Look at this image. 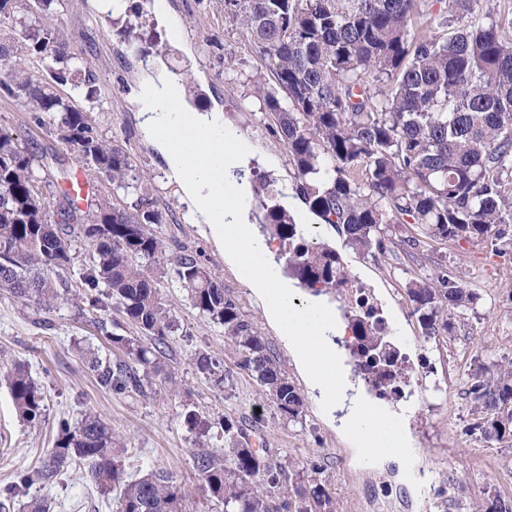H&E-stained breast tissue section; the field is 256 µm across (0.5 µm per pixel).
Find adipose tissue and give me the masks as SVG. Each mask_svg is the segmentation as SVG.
Listing matches in <instances>:
<instances>
[{"label":"adipose tissue","instance_id":"obj_1","mask_svg":"<svg viewBox=\"0 0 512 512\" xmlns=\"http://www.w3.org/2000/svg\"><path fill=\"white\" fill-rule=\"evenodd\" d=\"M142 128L163 153L173 181L192 216L201 217L228 261L244 270L249 288L268 304V315L292 343L295 359L339 425L357 437L363 424L365 395L349 396V372L337 340L347 326L326 296L301 293L290 280L270 279L246 269L250 251H269L256 233L244 203L248 182H239L234 196L224 194L226 177L246 167L249 157L236 150V131L222 112L192 110L184 99L183 79L162 74L144 83L136 94Z\"/></svg>","mask_w":512,"mask_h":512}]
</instances>
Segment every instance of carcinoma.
<instances>
[{
  "label": "carcinoma",
  "mask_w": 512,
  "mask_h": 512,
  "mask_svg": "<svg viewBox=\"0 0 512 512\" xmlns=\"http://www.w3.org/2000/svg\"><path fill=\"white\" fill-rule=\"evenodd\" d=\"M480 0H449L437 20L418 0H224L275 86H258L262 101L288 148L297 193L324 224H340L347 244L362 254H384L389 245H444L487 241L512 249V17L486 16L460 23ZM21 0H0V92L16 99L34 123L76 152L88 175L133 189L121 206L92 198L71 204L59 189L50 213L44 178L35 172L36 153L0 130V290L50 312L72 288L82 289L91 311L112 310L149 338L112 334L125 358L100 359L90 369L112 394H147L150 373L164 367L179 321L161 302L151 266L164 260L163 223L144 173L122 147L102 137L86 112L57 95L33 74L26 60L45 64L51 80L73 85L90 100L98 93L91 64L75 53L54 22L60 0H37L30 21L16 19ZM267 226L280 240L303 238L292 216L276 206ZM81 240L88 262L71 274L72 242ZM304 286L333 290L347 282L336 250L304 242L286 259ZM167 273L188 292L193 307L235 346L237 368L251 375L281 414L303 412L300 392L289 381L265 337L241 312L223 280L193 256L172 258ZM411 315L425 336H451L449 315L476 304L478 296L454 272L408 281ZM353 350L378 395L400 394L404 369L379 336L371 310L356 321ZM193 364L216 384L229 380L224 358L198 350ZM146 368L139 374L137 366ZM21 416L40 421L44 396L28 370L7 373ZM473 426L487 441L512 437V359L471 374ZM184 424L200 437L224 439V453L203 445L194 453L201 487L224 512H335L328 483L291 502L272 495L300 475L301 468L268 448H254L228 418L210 419L196 410ZM112 427L88 412L76 423L61 418L53 448L38 465L3 490L8 500L39 484H57L69 463L85 469L102 493L120 491V512H177L179 491L165 472L127 475L117 459ZM477 512H512V500L491 495Z\"/></svg>",
  "instance_id": "1"
}]
</instances>
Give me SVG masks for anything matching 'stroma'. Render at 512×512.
Listing matches in <instances>:
<instances>
[{"instance_id": "35a3bbf8", "label": "stroma", "mask_w": 512, "mask_h": 512, "mask_svg": "<svg viewBox=\"0 0 512 512\" xmlns=\"http://www.w3.org/2000/svg\"><path fill=\"white\" fill-rule=\"evenodd\" d=\"M151 3L131 0L125 19L119 20L99 12L95 0H65L57 23L92 65L99 92L93 103L68 84L57 92L88 112L99 133L120 145L147 176L165 214L156 232L167 255L192 252L221 277L281 358L305 407L293 420L262 397L258 383L246 373L236 372L225 388L200 375L192 363L194 349L221 354L229 368L237 361L236 351L221 330L200 317L187 291L171 277L161 278L160 291L184 333L170 340L167 378L157 379L145 397L116 396L97 385L89 368L91 357L114 358L119 351L95 328L92 314L79 311L75 301L48 314L52 325L45 328L38 324L45 314L34 303L0 294V488L52 448L61 414L77 420L93 412L126 441L128 472L169 473L182 491L178 512H222L221 504L202 490L193 466L199 439L183 423L186 408L193 407L207 415L233 417L252 444L266 445L299 464L314 462L335 497L336 512H474L487 494L512 498V444L487 441L473 431L479 415L468 382L474 365L489 366L512 357V251L499 254L491 245L464 240L409 254L373 257L354 251L342 228L321 223L298 196L286 147L272 133L271 121L253 95L257 84L271 86L275 80L252 52L240 26L227 18L224 0H167L166 27L157 26ZM126 24L134 26L136 40L120 37ZM163 70L191 81L195 106L223 112L226 125L238 134L240 150L256 155V171L266 177L268 187L255 190L246 200L254 223H263L267 207L289 197L295 222L309 227L315 241L335 248L352 276L351 285L336 292L348 321H356L363 307H372L384 342L404 358L409 383L384 403L392 413L403 406L411 409L404 423L412 440L406 465L387 456L375 466L360 460L352 440L315 400L285 340L267 319L261 299L240 272L227 266L204 225L189 216L166 160L142 130L132 102L139 87ZM0 129L19 137L34 152L49 149L51 156L44 161L49 176L58 177L63 169L79 170L73 151L1 93ZM444 265L475 289L478 300L452 315L454 336L427 337L411 314L405 284L409 276L430 277ZM17 364L28 369L45 395L43 417L35 424L20 416L3 378ZM38 500L49 512H117L119 507L118 492L101 495L74 468L68 469L63 484L17 496L11 512H29Z\"/></svg>"}]
</instances>
